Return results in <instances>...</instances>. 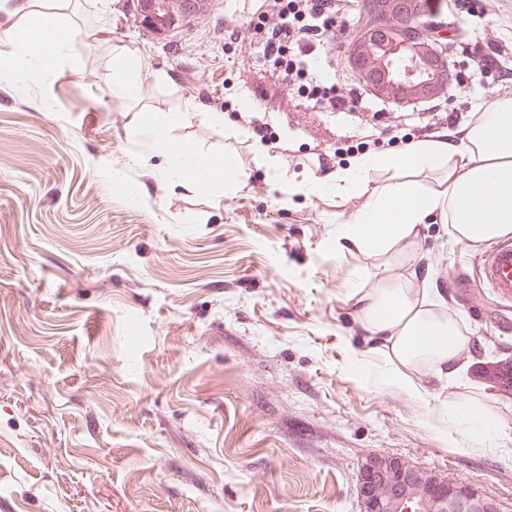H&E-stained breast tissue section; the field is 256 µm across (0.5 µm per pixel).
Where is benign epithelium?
<instances>
[{
	"label": "benign epithelium",
	"instance_id": "1",
	"mask_svg": "<svg viewBox=\"0 0 512 512\" xmlns=\"http://www.w3.org/2000/svg\"><path fill=\"white\" fill-rule=\"evenodd\" d=\"M360 10L369 23L352 32L346 62L368 94L409 107L448 93V23L429 0H360ZM357 493L360 512H498L470 484L385 453L361 462Z\"/></svg>",
	"mask_w": 512,
	"mask_h": 512
}]
</instances>
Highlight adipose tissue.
<instances>
[{
    "instance_id": "obj_1",
    "label": "adipose tissue",
    "mask_w": 512,
    "mask_h": 512,
    "mask_svg": "<svg viewBox=\"0 0 512 512\" xmlns=\"http://www.w3.org/2000/svg\"><path fill=\"white\" fill-rule=\"evenodd\" d=\"M70 0H21L14 9L23 32L22 69L39 80L54 69L62 45L72 44L68 27ZM111 93L130 97L142 73V61L133 51L120 48L111 58ZM473 122L451 140L440 135L413 143L400 156L363 155L324 181L312 182L320 193L344 195L370 185L361 209L339 236L357 250L382 257L381 268L370 286L350 283L354 300L372 348L381 350L390 375L408 394L428 395V379L453 369L470 348L463 322L447 317L428 291L390 273L389 257L405 253L428 217L448 222L451 237L476 245L512 236V96H494L480 102ZM172 113L166 122L140 118L137 135L149 138L165 158L173 180H190L207 189L218 181L238 184L243 173L225 160L168 138L170 125L181 122ZM389 171L380 185H372L376 170ZM457 428L458 447L482 448L496 431L492 412L481 404L450 406Z\"/></svg>"
}]
</instances>
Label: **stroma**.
<instances>
[{"label":"stroma","instance_id":"stroma-1","mask_svg":"<svg viewBox=\"0 0 512 512\" xmlns=\"http://www.w3.org/2000/svg\"><path fill=\"white\" fill-rule=\"evenodd\" d=\"M267 7L211 0L155 34L136 0H76L80 55L43 80L0 83V512H360L358 465L377 452L512 512V399L474 376L492 350L512 356V301L478 281L491 243L457 242L435 216L393 262L472 339L458 375L414 398L382 381L386 362L346 298L379 264L336 242L366 190L309 188L512 95V0H442L458 79L406 108L367 94L345 64L359 24L346 0L312 66L355 92L352 112L312 105L273 73L246 24ZM117 45L146 71L124 101L109 94ZM496 47L504 55L485 65ZM141 112L184 113L171 138L230 157L243 181L204 192L171 181L163 158L129 165L148 145L132 133ZM435 112L446 120L433 127ZM254 117L277 145L253 133ZM464 400L498 417L479 451L431 427Z\"/></svg>","mask_w":512,"mask_h":512}]
</instances>
